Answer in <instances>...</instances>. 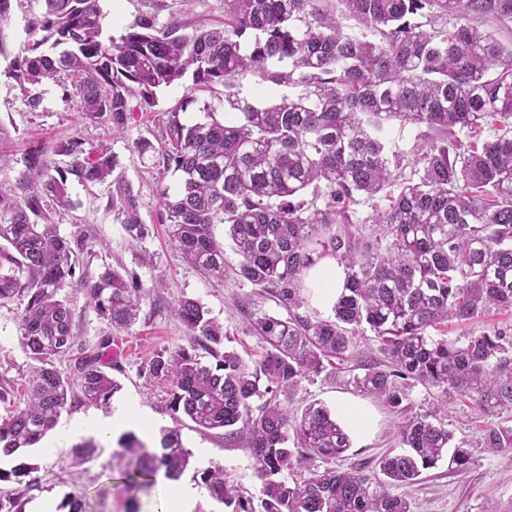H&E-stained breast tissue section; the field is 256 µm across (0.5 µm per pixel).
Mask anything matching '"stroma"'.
<instances>
[{"instance_id":"obj_1","label":"stroma","mask_w":512,"mask_h":512,"mask_svg":"<svg viewBox=\"0 0 512 512\" xmlns=\"http://www.w3.org/2000/svg\"><path fill=\"white\" fill-rule=\"evenodd\" d=\"M100 7L103 34L115 39L145 13L155 14L162 23L173 16L191 25H214L224 20V0H100ZM8 63V56H0V126L10 136L15 160L0 169V185H17L24 170L23 154L40 143L79 136L88 147L104 143L117 155L125 180L139 198L140 218L150 228L145 240L129 242L122 227V214L110 205L108 185L82 183L69 177L70 205L62 206L51 200L47 207L61 235L86 238L77 277L90 281L105 270L115 269L148 289L150 295L143 300L139 316L131 326L110 331L98 319L85 292L74 289L69 299L75 331L81 342L90 345L109 336L111 345L105 351L104 361L108 372L121 384L118 399L135 401L159 428H179L184 446L193 454L192 465L183 478L198 489L194 512H224L223 505L211 498L199 472L220 464L230 482L249 493H259L261 484L250 449L242 443L225 444L221 431L203 434L190 421H176L165 408L167 382L151 378L147 364L162 351L192 347L191 336L171 313L172 306L181 298L196 299L207 308L211 317L224 326L223 348L237 352L248 363L264 352L261 339L247 330L249 316L266 313L281 317L285 311L270 296L234 274L238 257L228 244L223 225H215L214 235L224 246V258L230 268L224 279L206 277L181 258L171 244L168 226L159 221V190L175 186L177 178L159 174L151 160L141 158L133 147L136 139L152 138L167 112L184 101L189 107L183 118L189 122L203 119L202 109L206 106L212 107L217 119L230 116L224 89L199 88L191 77H184L160 89L153 108L134 110L127 128L117 131L107 124L88 123L78 98H63L61 90L52 83L41 87V105L37 111H30L19 87L1 74ZM237 89L241 97L258 104L277 103L302 92L301 86H280L251 74L239 77ZM22 309L18 298L0 302V381L21 379L28 370L18 332ZM377 358L373 334L364 330L354 336L346 361L301 382V399L321 402L333 411L341 402H356L364 405L371 416L368 433L353 438L346 456L337 461V468L359 463L375 465L384 452L399 447L395 417L382 403L354 385L364 365ZM490 420L468 401L449 400V427L457 443L472 449L475 462L463 476L449 474L444 462L424 471L419 483L409 491L413 512H486L492 504L504 512L512 506V452L492 453L480 447L481 433ZM81 442L90 443V458L77 465L71 447ZM116 450L115 440H101L91 430L71 436L68 446L53 453L41 447L29 449V457L39 466L38 482L26 493L29 506L50 502L59 507L70 495L84 492L92 498L93 512H129V496L120 479L125 463L116 457Z\"/></svg>"}]
</instances>
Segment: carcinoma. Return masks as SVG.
Wrapping results in <instances>:
<instances>
[{"mask_svg": "<svg viewBox=\"0 0 512 512\" xmlns=\"http://www.w3.org/2000/svg\"><path fill=\"white\" fill-rule=\"evenodd\" d=\"M41 2L26 43L0 72L30 110L51 81L64 99L79 97L86 120L123 130L132 100L151 108L157 90L189 74L197 86H224V101L237 111L221 122L205 108L204 120L187 124L188 99L168 111L156 142L134 141L140 154L157 155L154 166L179 176L175 190H160V220L183 258L224 278L213 226H227L235 275L287 311L250 319L248 329L266 344L252 367L230 350L204 365L184 348L148 363L150 376L170 382L169 412L253 453L259 505L220 465L201 472L210 496L226 512H411L400 489L423 470L445 461L449 473L466 474L472 453L451 445L446 397L467 398L488 416L512 412V322L468 337L432 331L512 310V0H224L221 27L190 28L176 16L160 24L146 13L117 42L103 39L100 0ZM347 20L379 39L348 33ZM247 73L304 93L251 104L235 91ZM393 121L420 130L417 166L398 194L360 219L357 198L376 196L402 168L404 157L383 136ZM486 127L494 136L481 142ZM52 155L71 163L61 169ZM22 164L17 187L0 186V301L25 299L19 333L30 360L22 382L0 383L5 457L38 444L67 408L104 407L121 390L102 352L83 354L72 376L56 368L78 346L63 292L86 289L110 328L134 323L148 295L116 270L75 279L83 239L60 235L45 209L46 197L68 203L70 175L107 183L127 236L142 241L148 229L111 149H88L72 136L33 147ZM366 224L378 233H364ZM324 257L344 266L346 281L332 315L312 320L298 309L305 275ZM173 313L196 345L224 340V327L198 302L182 298ZM364 327L383 362L355 385L400 416L402 451L381 455L371 471L341 470L335 463L352 445L347 430L322 403L299 413L293 404L302 379L346 358ZM417 384L444 401L409 416L404 402ZM117 446L116 455L129 458L130 512H142V495L152 500L148 512H162L159 478L177 480L191 464L179 431L163 433L157 448L128 431ZM481 447L512 451V426L488 425ZM37 472L20 461L0 467V482L29 488Z\"/></svg>", "mask_w": 512, "mask_h": 512, "instance_id": "cac0c4a2", "label": "carcinoma"}]
</instances>
